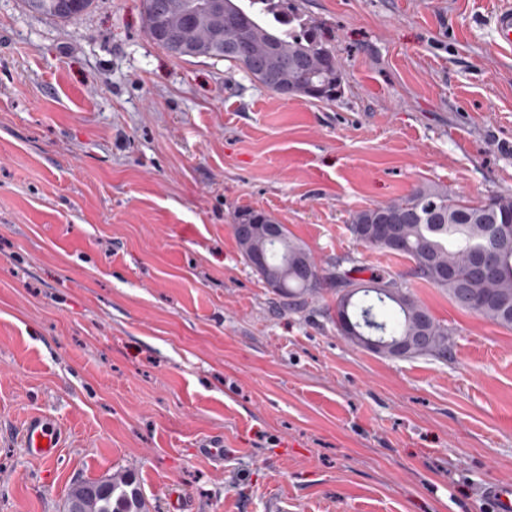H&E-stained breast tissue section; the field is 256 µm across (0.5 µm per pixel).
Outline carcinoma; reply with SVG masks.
I'll return each instance as SVG.
<instances>
[{
    "label": "carcinoma",
    "mask_w": 512,
    "mask_h": 512,
    "mask_svg": "<svg viewBox=\"0 0 512 512\" xmlns=\"http://www.w3.org/2000/svg\"><path fill=\"white\" fill-rule=\"evenodd\" d=\"M39 15L64 22L76 19L94 0H23ZM210 0H143L145 28L150 39L178 58H208L229 63L271 92L334 101L342 94L347 75L329 41L305 27L301 16L288 11V28L278 30L261 16H277L274 0H224L220 13L207 10ZM388 218L401 225L395 249L374 243L365 231ZM350 230L359 243L393 256L408 259L410 274L448 294L460 309L512 328V196L498 195L474 203L446 189L419 187L397 200L359 210L350 218ZM244 258L259 252L280 278L274 292L298 307L319 297L322 289L307 287L296 264L308 260L322 283L335 289L336 328L343 332L348 321L359 332L349 340H360L379 332L377 341L389 344L402 336L419 333V317L427 320L426 335L404 358L430 356L448 358L451 332L432 316L395 275L384 268L336 265L320 268L310 250L290 237L282 225L279 238L238 242ZM487 246L498 256L494 275L483 277L474 269V253ZM369 278H358V273ZM70 512H147L146 502L133 475L109 476L105 481L74 484L67 496Z\"/></svg>",
    "instance_id": "1"
}]
</instances>
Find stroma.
<instances>
[{"label":"stroma","mask_w":512,"mask_h":512,"mask_svg":"<svg viewBox=\"0 0 512 512\" xmlns=\"http://www.w3.org/2000/svg\"><path fill=\"white\" fill-rule=\"evenodd\" d=\"M500 2L287 0L347 74L319 102L172 57L141 0L70 22L0 0V512L125 472L149 512H485L512 480V329L349 224L422 186L512 195ZM244 209L321 268L404 276L448 357L356 346L328 291L286 306L242 256ZM35 415L62 433L48 463L21 441ZM484 499L493 512L512 511V483L491 481L484 488Z\"/></svg>","instance_id":"stroma-1"}]
</instances>
